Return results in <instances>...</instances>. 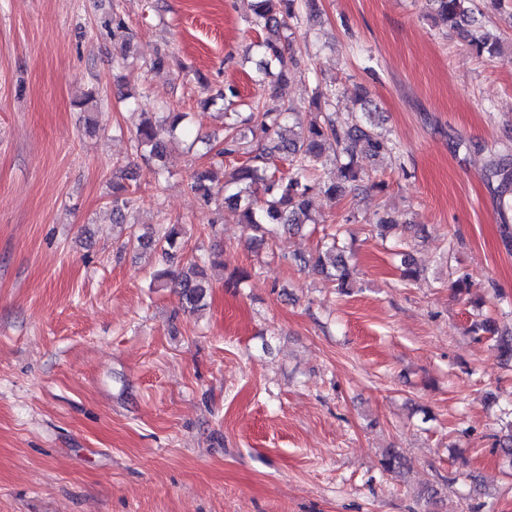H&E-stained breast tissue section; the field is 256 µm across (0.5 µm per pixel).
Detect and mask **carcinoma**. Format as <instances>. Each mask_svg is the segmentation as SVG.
Wrapping results in <instances>:
<instances>
[{
    "label": "carcinoma",
    "instance_id": "carcinoma-1",
    "mask_svg": "<svg viewBox=\"0 0 512 512\" xmlns=\"http://www.w3.org/2000/svg\"><path fill=\"white\" fill-rule=\"evenodd\" d=\"M301 0H253V16L250 24L255 30L267 33L260 43L265 55L263 74H270L271 65L280 66L279 75L285 76L286 62L296 63L294 56H285L291 51L290 40L284 32L300 20ZM436 19L451 30L468 46L469 50L490 61L503 55V41L498 29L480 19L481 12L476 0H431ZM331 94L317 90L311 98L316 112L301 127L300 132L288 137L283 131L289 128L291 112H265L256 98L250 104L247 117L240 120L250 125L252 136L270 143L264 149L252 148L246 136L238 133V120L234 119L225 128L224 138L210 165L224 166L226 158H245V162L233 168L226 185L233 190L224 196V213L232 216L235 223L244 224L263 236L283 226L300 230L312 222L310 216L311 197L321 194L335 200L357 189L363 180V170L352 144L360 142L364 151L375 158L391 154L396 143L389 137L375 132L379 113L370 107L367 92L356 95L360 111L348 118L329 111ZM187 113L163 112L155 119H146L136 128L135 142L140 155L150 167L155 180H160L167 170V157L163 137L172 135L183 123ZM288 162V171L276 175L272 170L274 158ZM332 164L337 170V180L321 181L320 168ZM211 170L201 168L193 173L188 187L201 198L209 199L208 181ZM484 178L497 182L501 193L512 187V163L503 159H492L484 171ZM135 200L122 183L112 187V214L115 223L124 222L126 213L133 210ZM346 223L339 224L329 234L330 240L318 251L315 268L343 292L351 287L353 269L345 259L340 236L350 233ZM183 230L177 224L159 223L149 234L137 237L144 248H154L161 256L175 258L181 250ZM159 281H170L179 288L182 307L195 309L201 306L211 288L204 266L193 262L179 271L166 269L156 275ZM488 340L499 357L512 361V336H497L492 325L482 324Z\"/></svg>",
    "mask_w": 512,
    "mask_h": 512
}]
</instances>
